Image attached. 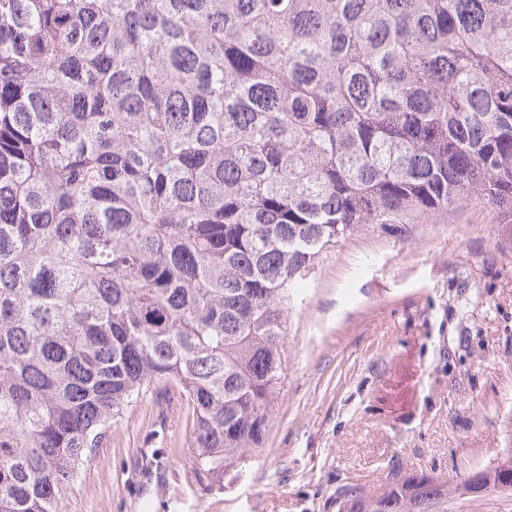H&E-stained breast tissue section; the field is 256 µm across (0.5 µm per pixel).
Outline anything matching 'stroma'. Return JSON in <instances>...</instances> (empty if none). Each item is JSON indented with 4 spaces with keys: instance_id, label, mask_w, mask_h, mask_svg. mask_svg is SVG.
<instances>
[{
    "instance_id": "35a3bbf8",
    "label": "stroma",
    "mask_w": 512,
    "mask_h": 512,
    "mask_svg": "<svg viewBox=\"0 0 512 512\" xmlns=\"http://www.w3.org/2000/svg\"><path fill=\"white\" fill-rule=\"evenodd\" d=\"M285 378L258 451L199 485L176 393L147 396L56 512H336L391 472L459 481L512 447V226L474 199L327 250L288 313Z\"/></svg>"
}]
</instances>
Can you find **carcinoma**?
Segmentation results:
<instances>
[{"instance_id":"1","label":"carcinoma","mask_w":512,"mask_h":512,"mask_svg":"<svg viewBox=\"0 0 512 512\" xmlns=\"http://www.w3.org/2000/svg\"><path fill=\"white\" fill-rule=\"evenodd\" d=\"M464 198L512 217V0H0V512L172 388L233 482L321 254ZM363 496L448 512V478Z\"/></svg>"}]
</instances>
